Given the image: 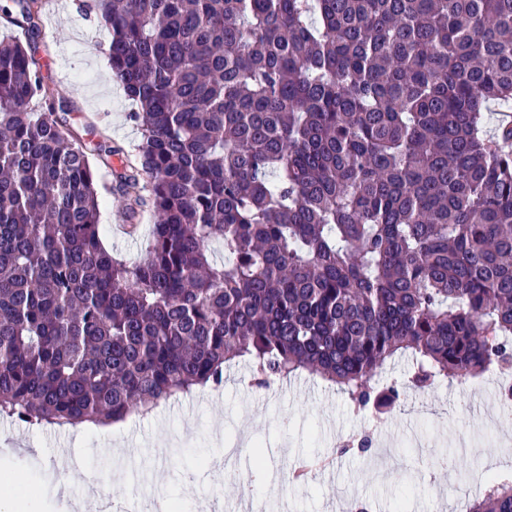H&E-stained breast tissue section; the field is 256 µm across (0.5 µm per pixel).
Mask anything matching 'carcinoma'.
Segmentation results:
<instances>
[{
    "label": "carcinoma",
    "instance_id": "carcinoma-1",
    "mask_svg": "<svg viewBox=\"0 0 512 512\" xmlns=\"http://www.w3.org/2000/svg\"><path fill=\"white\" fill-rule=\"evenodd\" d=\"M0 41V414L125 418L245 360L359 410L408 355L410 386L512 367V0H94L138 110L132 151H94L143 255L103 245L100 183L32 43ZM224 248L214 259L212 244ZM465 512H512L492 477ZM411 366V358L402 356L396 358L381 370H378L371 380V384L385 386L392 382H403Z\"/></svg>",
    "mask_w": 512,
    "mask_h": 512
}]
</instances>
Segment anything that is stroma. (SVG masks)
I'll return each mask as SVG.
<instances>
[{"label": "stroma", "instance_id": "obj_1", "mask_svg": "<svg viewBox=\"0 0 512 512\" xmlns=\"http://www.w3.org/2000/svg\"><path fill=\"white\" fill-rule=\"evenodd\" d=\"M92 0H53L37 38L35 61L49 89L68 91L76 106V125H95L113 143L132 148L141 137L131 119L136 104L116 82L103 51L109 29L94 20ZM122 202L113 192L102 195L103 243L114 254L136 258L145 238L115 233ZM250 369L237 362L224 372L219 389L176 393L151 411L135 415L112 438L81 427L28 425L0 418V439L14 448H37L41 455L14 468L15 482L40 490L50 501L55 483L65 479L79 495L92 479H104L116 499H124L136 480L130 470L115 466L129 442L143 450L147 472L155 474L163 494L177 498L181 512H195L203 498L233 512L243 494L240 486L217 476L225 464V449H235L232 461L240 475L254 469L246 448L262 440L267 478L252 492L263 512H327L330 501H344L357 489V500L379 512H435L430 484L444 487L468 480L488 462L486 451L498 449L492 462L512 464V415L498 411V392L486 377L443 383L431 391L405 393L393 409L355 412L336 386L307 375L272 381L258 389L250 385ZM370 437L393 452L386 469L372 463V453L339 454L340 440ZM424 438L425 447L414 445ZM450 452L451 473L424 480L435 452ZM316 461V477L304 483L285 479L287 463ZM193 477L197 491L187 496L181 483Z\"/></svg>", "mask_w": 512, "mask_h": 512}]
</instances>
